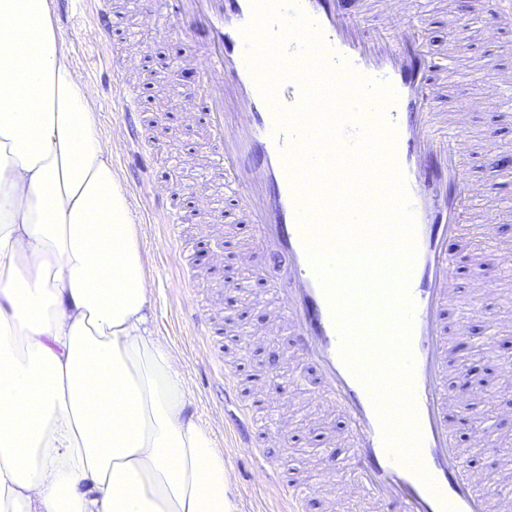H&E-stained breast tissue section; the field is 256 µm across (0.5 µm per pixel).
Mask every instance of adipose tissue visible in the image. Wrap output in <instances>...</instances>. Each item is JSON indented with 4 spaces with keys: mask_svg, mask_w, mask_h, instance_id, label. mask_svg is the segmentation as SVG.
<instances>
[{
    "mask_svg": "<svg viewBox=\"0 0 512 512\" xmlns=\"http://www.w3.org/2000/svg\"><path fill=\"white\" fill-rule=\"evenodd\" d=\"M52 0H0V512H237Z\"/></svg>",
    "mask_w": 512,
    "mask_h": 512,
    "instance_id": "ef3b65f1",
    "label": "adipose tissue"
}]
</instances>
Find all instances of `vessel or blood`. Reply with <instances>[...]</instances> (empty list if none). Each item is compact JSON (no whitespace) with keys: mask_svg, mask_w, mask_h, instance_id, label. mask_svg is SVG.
Wrapping results in <instances>:
<instances>
[{"mask_svg":"<svg viewBox=\"0 0 512 512\" xmlns=\"http://www.w3.org/2000/svg\"><path fill=\"white\" fill-rule=\"evenodd\" d=\"M300 3L328 47L329 62L347 60L362 76L387 81L396 92L386 118L397 131L395 158L415 223L417 256L409 294L421 470L386 448L371 396L340 354L332 308L309 263L306 234L297 220L289 158L300 151L303 137L276 129V113L248 65L241 29L252 16L250 0H142V18L156 22L160 36L183 41L184 64L199 75L184 110L200 128L212 172L224 187V210L215 220L229 227L251 225V247L283 261L280 303L263 333L288 335L291 356L318 366L314 386L319 397L336 403L347 420L351 474L329 476L338 492L371 500L379 512H512L511 499L479 485L449 425L451 413L471 412L448 382L450 336L466 334V315L484 312L488 294L475 286L469 302H461L455 260L447 249L462 203L482 192L458 164L470 152L468 115L447 105L440 78L447 65L425 51L423 23L411 15L409 0H382L383 11L403 17L387 30L366 28L359 16L345 15L339 0ZM482 3L490 28H512V0ZM112 105L127 116L147 108L136 91L126 88L116 90ZM167 213L170 238L192 254L196 244L183 236L179 208L168 204ZM454 304L462 319L452 329L444 312ZM234 424L233 440L247 441L260 452L266 429L253 408L240 407ZM426 475L435 489L424 485ZM267 476L280 483L290 512H300L306 490L285 479L278 467L269 468Z\"/></svg>","mask_w":512,"mask_h":512,"instance_id":"1","label":"vessel or blood"}]
</instances>
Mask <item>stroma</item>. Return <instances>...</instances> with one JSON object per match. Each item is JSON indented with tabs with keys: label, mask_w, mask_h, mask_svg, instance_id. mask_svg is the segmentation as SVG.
I'll return each mask as SVG.
<instances>
[{
	"label": "stroma",
	"mask_w": 512,
	"mask_h": 512,
	"mask_svg": "<svg viewBox=\"0 0 512 512\" xmlns=\"http://www.w3.org/2000/svg\"><path fill=\"white\" fill-rule=\"evenodd\" d=\"M479 0H412L415 15L425 20L424 47L435 57L447 56L451 47L463 44V69L450 77L453 93L462 101L484 98L501 70H512V30L490 38ZM138 0H112L114 34L102 42L92 24L87 0H53V9L73 62L93 87L99 105L98 128L112 139V160L120 176V186L129 198L139 226L141 248L155 330L180 359L192 410L200 424L212 431L224 452L230 474V493L239 512H288L278 484L266 481L263 470L269 463L282 466L285 474L312 486L313 494L302 512H375L367 501L336 500L331 485L322 477L330 471H345L349 449L344 438L345 420L340 408L319 404L307 382L313 379L310 364L283 358L281 373L291 385L289 402L277 400L266 388L270 377L266 359L272 346L287 348L286 337L269 342L256 337L250 356L238 373V387L228 390L220 362L234 363L236 348L232 333L266 324L277 306L269 260L248 263L241 251L248 227L225 233L222 249L202 252L189 260L167 239V229L153 188L156 185L180 187L185 200L205 195L214 209H221V190L213 183L202 161L203 138L181 134L179 122L184 99L192 83L185 79L176 42L162 40L154 27L138 19ZM150 49L152 59L146 69L124 75L125 83L139 88L147 97L161 100L170 121L156 120L153 111L143 116V138L153 145L150 163H141L138 148L126 141L112 112V89L117 80L104 60L113 51L128 54ZM498 131L496 149L475 147L466 158L467 175L480 182L482 196L469 201L455 238L448 250L459 257L457 275L467 281L472 259L484 249L481 216H495L498 239L512 242V168H502L498 160L512 155V104L495 102L474 113L469 130L479 135L484 128ZM491 313L498 321L497 331H488L480 316L470 320L475 337L469 348H455L449 373L460 372L464 361H471L472 397L476 409L486 414L482 439H474L470 427L456 429V440L466 448L474 475L482 482L500 480L502 463L512 461V375L501 372L512 361V279H497ZM210 306L218 336L205 340L195 335L186 320L187 308ZM251 405L268 415L272 425L287 424L286 438L270 439L263 454L234 447L229 439L238 406Z\"/></svg>",
	"instance_id": "35a3bbf8"
}]
</instances>
